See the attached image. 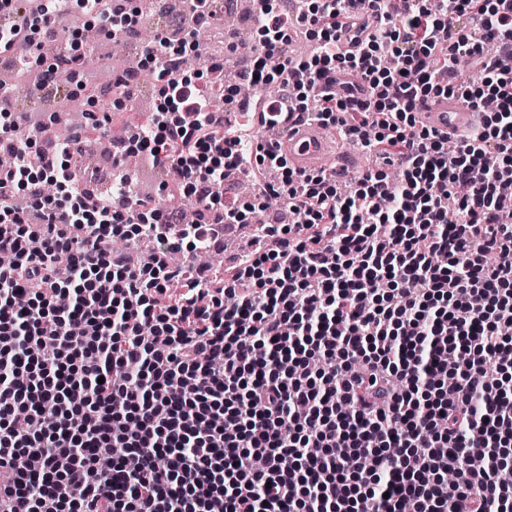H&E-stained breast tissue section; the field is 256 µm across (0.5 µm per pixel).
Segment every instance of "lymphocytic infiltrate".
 <instances>
[{
    "mask_svg": "<svg viewBox=\"0 0 512 512\" xmlns=\"http://www.w3.org/2000/svg\"><path fill=\"white\" fill-rule=\"evenodd\" d=\"M28 2L0 0L1 55L74 5L109 35L140 27L133 0ZM252 2L239 83L383 164L339 181L282 160L258 201L225 202L261 154L172 65L191 29L143 45L158 103L126 150L184 187L194 223L138 195L120 157L111 195L77 186L78 133L43 141L1 112L0 512H512V0ZM298 28L311 56L288 50ZM462 64L484 91L454 84ZM440 95L495 100L492 129L449 146L415 113ZM270 196L294 224L262 223ZM227 222L256 227L235 264L172 269Z\"/></svg>",
    "mask_w": 512,
    "mask_h": 512,
    "instance_id": "f902f5d3",
    "label": "lymphocytic infiltrate"
}]
</instances>
